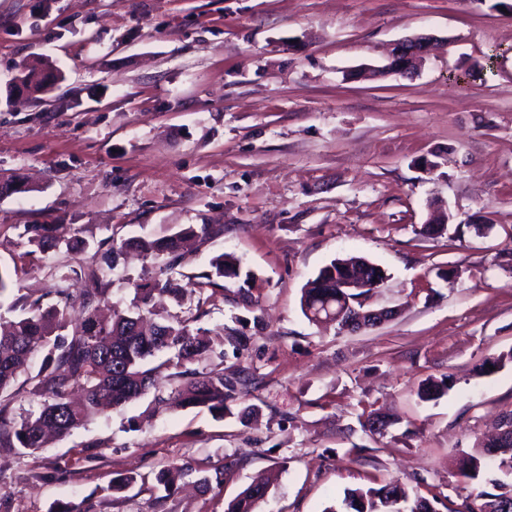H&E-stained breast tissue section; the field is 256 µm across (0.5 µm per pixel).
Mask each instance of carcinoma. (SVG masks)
Returning a JSON list of instances; mask_svg holds the SVG:
<instances>
[{"label": "carcinoma", "instance_id": "carcinoma-1", "mask_svg": "<svg viewBox=\"0 0 512 512\" xmlns=\"http://www.w3.org/2000/svg\"><path fill=\"white\" fill-rule=\"evenodd\" d=\"M46 73L35 67H25L18 77L29 92H44ZM28 243L40 251L69 247L79 243L78 229L70 224L29 225ZM189 233L201 241L210 240L224 233L222 224H199ZM185 235L176 232L151 242L130 238L121 242L120 249H144L167 258L160 274L135 283V301L127 313L116 314L103 320L96 314L98 303L107 294L108 283L93 272L101 288L95 294L81 296L84 316L69 327L66 309L72 300V287L80 273L60 276L54 285L58 303L46 309L40 307L9 324L8 331H0V393L7 391L17 377L26 372L30 355L37 347H46L45 375L41 380L44 397L38 411H31L18 421L4 416L0 408V445L35 452L46 446L48 431L65 436L89 421L102 409L120 407L146 395L153 386L152 375L157 367L152 365L156 354L166 352L169 357L161 362H171L184 368L185 381L175 387L168 397L159 402L171 408L205 407L215 416L224 417L227 403L238 398L241 379L224 377V371L203 373L190 365L215 353L216 342L206 336L192 333L188 320L178 316L145 326L153 314L151 302L154 294L166 293L176 301L182 300L177 287V268L183 261ZM365 262L357 259L343 264L333 260L322 267L317 275L301 289L300 305L313 313L328 315L342 308L345 300L353 306H362L361 297L371 289L349 293L342 299L336 289L328 288L321 279L329 269H339L343 276L357 278ZM212 273L206 275L205 285H214L213 278L233 279L240 275L239 260L230 253L220 254L211 260ZM449 378L439 381L429 379L418 389L422 400H432L448 390ZM503 442L489 441L481 450L466 454L461 459L460 474L470 480L481 479L489 489L481 491L478 502L464 505V512H506V502L512 503V411L500 419ZM269 490V479L263 473L251 482L227 506V512H255L257 504ZM420 497L409 502L400 495L399 487L389 483L379 488L357 489L345 494L340 505L329 506L324 512H435L432 501Z\"/></svg>", "mask_w": 512, "mask_h": 512}]
</instances>
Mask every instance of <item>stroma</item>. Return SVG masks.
<instances>
[{
	"label": "stroma",
	"mask_w": 512,
	"mask_h": 512,
	"mask_svg": "<svg viewBox=\"0 0 512 512\" xmlns=\"http://www.w3.org/2000/svg\"><path fill=\"white\" fill-rule=\"evenodd\" d=\"M420 34L440 41L421 70L369 76ZM40 63L61 80L16 91ZM6 181L23 190L0 197L2 315L21 296L55 303L77 267L104 271L109 307L126 310L164 259L113 241L223 225L186 253L168 309L225 338L196 368L242 391L221 418L166 407L171 367L45 448L0 447V512H225L259 472L273 483L256 512H323L389 482L460 512L481 491L456 463L512 411V14L499 0H0ZM439 205L447 232L422 235ZM27 224L74 225L86 246L31 250ZM222 253L240 277L200 290ZM350 256L384 270L367 303L394 320L350 332L303 315L305 283ZM44 356L8 417L40 403ZM446 376L447 392L418 397ZM367 406L383 433L363 427ZM183 464L224 481L162 497L155 473ZM121 474L135 482L113 492Z\"/></svg>",
	"instance_id": "stroma-1"
}]
</instances>
